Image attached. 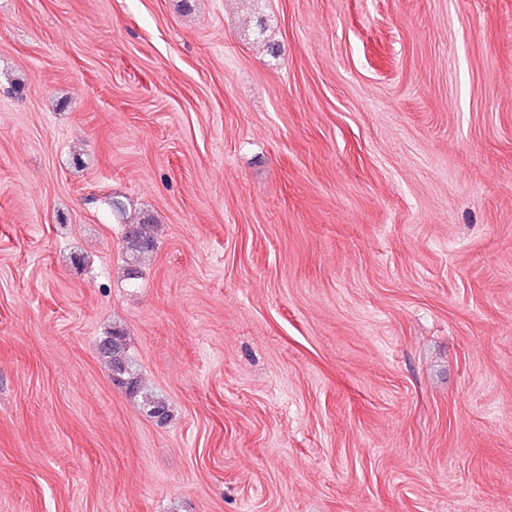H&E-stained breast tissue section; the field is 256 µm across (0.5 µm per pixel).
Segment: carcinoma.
Here are the masks:
<instances>
[{"label":"carcinoma","mask_w":512,"mask_h":512,"mask_svg":"<svg viewBox=\"0 0 512 512\" xmlns=\"http://www.w3.org/2000/svg\"><path fill=\"white\" fill-rule=\"evenodd\" d=\"M155 248L154 236L147 224H131L124 239V249L128 257L127 276H138V264L142 258L151 254ZM103 355L109 359L112 367V380L133 397H141L146 413L160 421L168 418L165 401L144 392L139 378L138 366L127 351L126 336L121 330H112L101 341Z\"/></svg>","instance_id":"obj_1"}]
</instances>
